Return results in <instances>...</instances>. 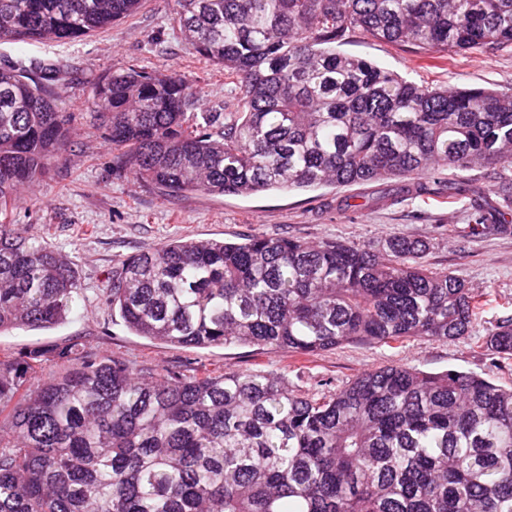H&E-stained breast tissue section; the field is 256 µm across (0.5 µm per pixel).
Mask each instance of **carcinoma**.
<instances>
[{
    "label": "carcinoma",
    "instance_id": "1",
    "mask_svg": "<svg viewBox=\"0 0 512 512\" xmlns=\"http://www.w3.org/2000/svg\"><path fill=\"white\" fill-rule=\"evenodd\" d=\"M142 0H0V41L66 43ZM193 54L224 68L242 111L193 112L182 76L131 67L93 85L90 117L134 177L167 195L411 180L512 169V93L418 86L336 51L358 29L431 55L512 47V0H176ZM64 65L0 63V330L49 327L79 294L48 242L13 224L18 188L70 140L55 103ZM470 209L509 235L512 177ZM430 243L373 246L251 236L175 237L125 259L107 296L162 343L248 345L302 356L366 339L457 340L485 293L423 263ZM484 348L512 359V314ZM0 360V512H512V386L490 374L368 370L303 395L262 371L143 375L58 350Z\"/></svg>",
    "mask_w": 512,
    "mask_h": 512
}]
</instances>
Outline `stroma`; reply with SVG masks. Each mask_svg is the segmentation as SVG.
Returning a JSON list of instances; mask_svg holds the SVG:
<instances>
[{"label": "stroma", "mask_w": 512, "mask_h": 512, "mask_svg": "<svg viewBox=\"0 0 512 512\" xmlns=\"http://www.w3.org/2000/svg\"><path fill=\"white\" fill-rule=\"evenodd\" d=\"M176 11L175 0H144L133 15L81 40L0 42V60H59L67 68L59 106L75 116L72 141L46 176L20 189L13 221L71 259L82 286L61 323L0 330V360L42 350L39 375L48 379L66 367L55 349L79 344L138 371L189 375L202 368L261 370L284 377L298 392L318 396L342 389L365 371L393 363L426 373L488 372L497 384L512 385V366L491 369L493 355L481 347L497 318L504 315L505 303L512 302V235H464V203L437 205L415 197L392 208H371L363 203L368 190L360 186L249 196H171L141 186L121 172L111 145L87 119L91 86L101 77L133 65L174 72L202 96L207 111L227 114L239 109V97L223 69L190 53ZM338 48L419 85L512 92V47L431 60L413 46L377 41L355 30ZM253 235L314 243L340 240L359 246L389 236L425 239L431 244L425 263L487 290L489 304L469 336L458 340L411 337L391 347L361 340L303 358L256 346L156 342L132 333L106 298L113 272L128 255L158 248L176 236L237 240Z\"/></svg>", "instance_id": "stroma-1"}]
</instances>
